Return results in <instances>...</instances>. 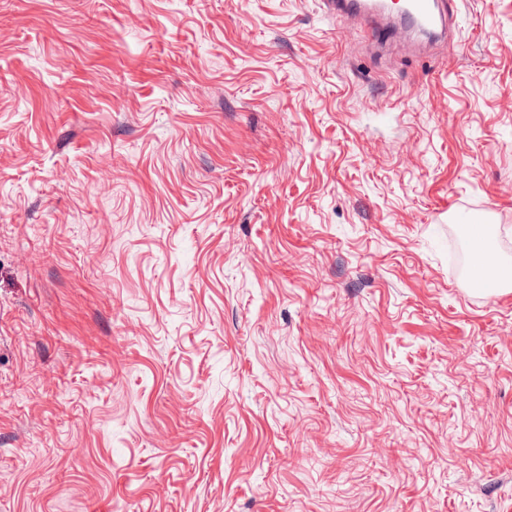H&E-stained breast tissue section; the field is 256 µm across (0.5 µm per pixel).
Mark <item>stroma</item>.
<instances>
[{
	"instance_id": "35a3bbf8",
	"label": "stroma",
	"mask_w": 512,
	"mask_h": 512,
	"mask_svg": "<svg viewBox=\"0 0 512 512\" xmlns=\"http://www.w3.org/2000/svg\"><path fill=\"white\" fill-rule=\"evenodd\" d=\"M456 5L0 0V512H512L450 265L512 271V0ZM375 0H327L325 3L330 12L336 13L337 19H347L350 15L359 16L364 21L376 22L369 27L373 42L385 47L395 37V29L381 22L378 15L385 5H379ZM446 0H403L402 13H406L421 30L432 34L438 40L447 37L450 14Z\"/></svg>"
}]
</instances>
